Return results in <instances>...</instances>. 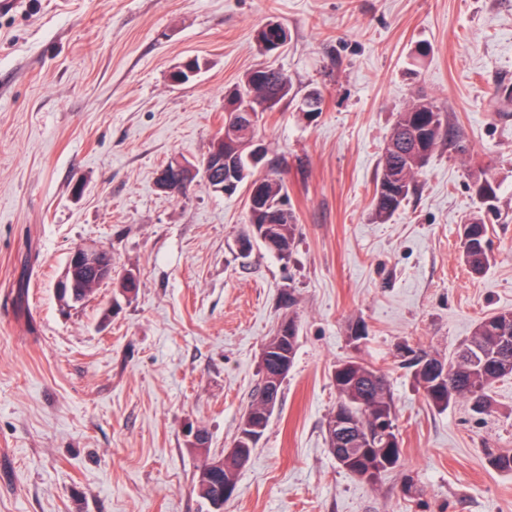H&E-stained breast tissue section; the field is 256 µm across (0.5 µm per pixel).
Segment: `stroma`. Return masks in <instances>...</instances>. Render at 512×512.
<instances>
[{
    "mask_svg": "<svg viewBox=\"0 0 512 512\" xmlns=\"http://www.w3.org/2000/svg\"><path fill=\"white\" fill-rule=\"evenodd\" d=\"M270 21L288 42L269 57L255 34ZM190 58L202 70L172 83ZM266 61L292 84L256 131L267 154L255 172H282L299 224L285 259L258 242L239 251L244 192L156 186L171 157L206 156L225 90ZM313 93L322 110L309 115ZM419 97L446 113L448 136L380 224L384 147ZM475 215L491 255L481 275L458 235ZM83 243L110 250L112 280L65 311L54 285ZM129 271L140 286L124 298ZM501 311H512V0L0 7V512H200L197 468L231 447L262 348L289 316L294 361L224 512H512V472L486 458L512 449V376L490 387L486 413L461 400L442 410L402 355L448 359ZM348 356L384 372L394 396L402 454L375 483L327 445L332 376Z\"/></svg>",
    "mask_w": 512,
    "mask_h": 512,
    "instance_id": "obj_1",
    "label": "stroma"
}]
</instances>
